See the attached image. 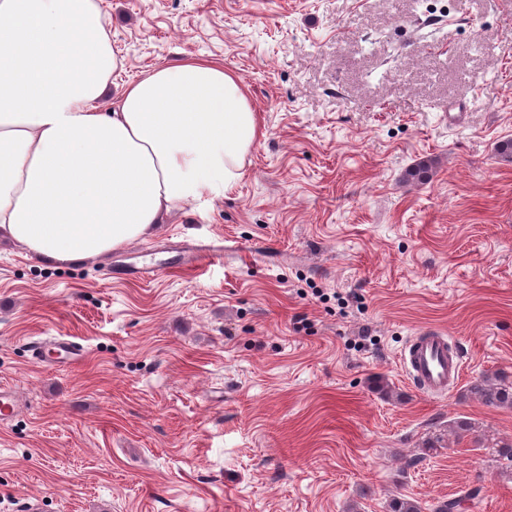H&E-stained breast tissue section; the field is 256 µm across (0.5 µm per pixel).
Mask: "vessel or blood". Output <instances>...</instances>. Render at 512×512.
<instances>
[{
  "instance_id": "b4317fda",
  "label": "vessel or blood",
  "mask_w": 512,
  "mask_h": 512,
  "mask_svg": "<svg viewBox=\"0 0 512 512\" xmlns=\"http://www.w3.org/2000/svg\"><path fill=\"white\" fill-rule=\"evenodd\" d=\"M221 255L220 248H200L181 252L178 263L195 268L213 262ZM400 359L410 382L429 395L447 393L450 387L459 383L464 368L459 350L449 348L447 336L435 330L421 331L410 337ZM22 406V400L12 387L0 386V421L13 418Z\"/></svg>"
}]
</instances>
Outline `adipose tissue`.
<instances>
[{
    "label": "adipose tissue",
    "mask_w": 512,
    "mask_h": 512,
    "mask_svg": "<svg viewBox=\"0 0 512 512\" xmlns=\"http://www.w3.org/2000/svg\"><path fill=\"white\" fill-rule=\"evenodd\" d=\"M94 0H0V236L49 264L87 261L222 197L259 136L222 62L125 85Z\"/></svg>",
    "instance_id": "adipose-tissue-1"
}]
</instances>
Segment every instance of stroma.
Instances as JSON below:
<instances>
[{
	"label": "stroma",
	"instance_id": "35a3bbf8",
	"mask_svg": "<svg viewBox=\"0 0 512 512\" xmlns=\"http://www.w3.org/2000/svg\"><path fill=\"white\" fill-rule=\"evenodd\" d=\"M110 95L185 58L222 61L262 134L223 197L98 259L53 266L0 243V512H387L477 486L512 512V475L465 418L512 437V409L466 397L512 381V0H95ZM422 161L428 182L408 183ZM224 258L172 268L176 249ZM165 265L138 277L145 257ZM127 281L112 282L114 262ZM464 353L446 395L413 388L409 336ZM67 337L73 367L36 363ZM23 407V402L11 386H0V421L10 420Z\"/></svg>",
	"mask_w": 512,
	"mask_h": 512
}]
</instances>
